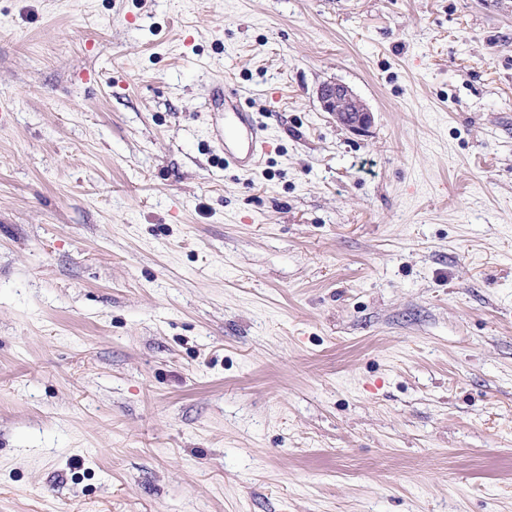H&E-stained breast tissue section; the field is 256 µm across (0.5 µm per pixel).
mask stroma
<instances>
[{"label":"stroma","instance_id":"stroma-1","mask_svg":"<svg viewBox=\"0 0 512 512\" xmlns=\"http://www.w3.org/2000/svg\"><path fill=\"white\" fill-rule=\"evenodd\" d=\"M0 109V512H512V0H0ZM317 95L322 109L348 129L360 132L371 125L372 112L348 85L330 81L321 85ZM211 101L224 112V126L215 133L224 148V163L245 171L256 167L270 148L265 127L244 107L241 94L234 88L215 84Z\"/></svg>","mask_w":512,"mask_h":512}]
</instances>
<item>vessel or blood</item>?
Here are the masks:
<instances>
[{"label": "vessel or blood", "mask_w": 512, "mask_h": 512, "mask_svg": "<svg viewBox=\"0 0 512 512\" xmlns=\"http://www.w3.org/2000/svg\"><path fill=\"white\" fill-rule=\"evenodd\" d=\"M211 101L224 112V126L215 137L224 149L225 163L245 171L256 167L270 148L265 127L244 107L236 89L215 84Z\"/></svg>", "instance_id": "1"}]
</instances>
